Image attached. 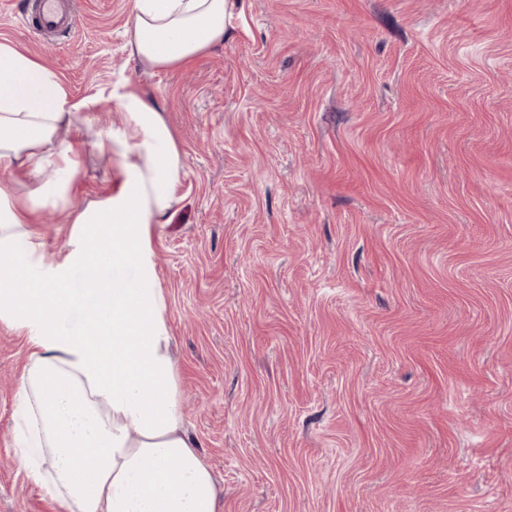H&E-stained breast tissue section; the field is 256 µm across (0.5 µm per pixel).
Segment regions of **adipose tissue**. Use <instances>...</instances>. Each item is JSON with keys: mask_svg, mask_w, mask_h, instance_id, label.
<instances>
[{"mask_svg": "<svg viewBox=\"0 0 512 512\" xmlns=\"http://www.w3.org/2000/svg\"><path fill=\"white\" fill-rule=\"evenodd\" d=\"M229 15V0H134L129 55L156 70L183 66L223 41ZM105 105L122 125L59 139L78 113ZM89 146L114 161L120 183L74 209ZM0 168L12 174L0 181V322L29 345L21 465L61 512H218L220 490L185 428L155 285L152 230L171 216L183 170L163 108L125 83L74 98L57 73L0 42ZM48 210L65 211L72 231L62 261L46 267L32 226Z\"/></svg>", "mask_w": 512, "mask_h": 512, "instance_id": "1", "label": "adipose tissue"}]
</instances>
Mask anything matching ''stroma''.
<instances>
[{
	"label": "stroma",
	"instance_id": "1",
	"mask_svg": "<svg viewBox=\"0 0 512 512\" xmlns=\"http://www.w3.org/2000/svg\"><path fill=\"white\" fill-rule=\"evenodd\" d=\"M232 2L157 71L133 0L46 43L0 0V42L77 99L145 89L178 137L155 274L223 512H512V0ZM119 180L87 150L73 205ZM36 230L60 262L65 212ZM27 356L0 323V512H58L16 455Z\"/></svg>",
	"mask_w": 512,
	"mask_h": 512
}]
</instances>
